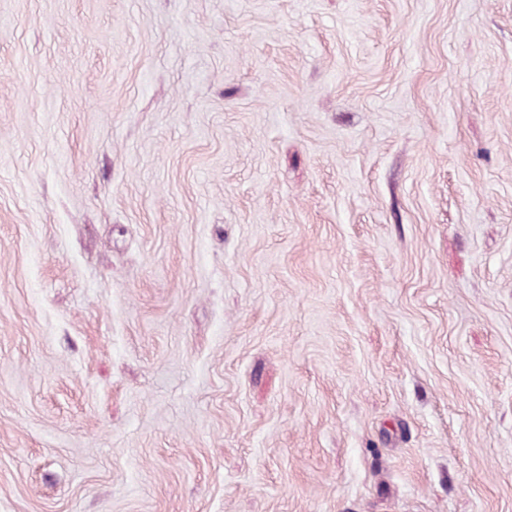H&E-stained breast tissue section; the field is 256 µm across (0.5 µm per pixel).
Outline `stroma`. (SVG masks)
<instances>
[{"label":"stroma","mask_w":512,"mask_h":512,"mask_svg":"<svg viewBox=\"0 0 512 512\" xmlns=\"http://www.w3.org/2000/svg\"><path fill=\"white\" fill-rule=\"evenodd\" d=\"M0 512H512V0H0Z\"/></svg>","instance_id":"obj_1"}]
</instances>
